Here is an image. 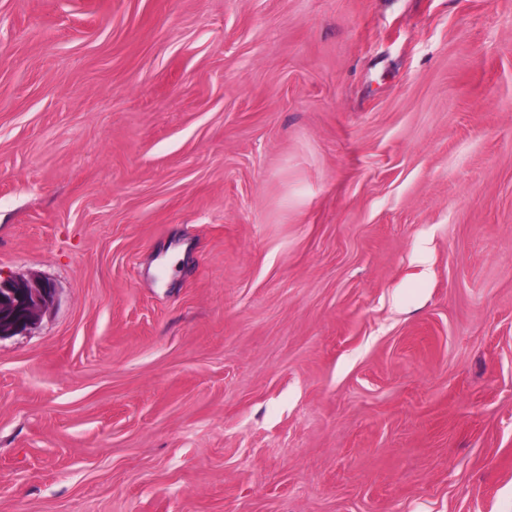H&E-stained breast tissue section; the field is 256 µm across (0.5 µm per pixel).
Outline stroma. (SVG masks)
Masks as SVG:
<instances>
[{
  "label": "stroma",
  "instance_id": "stroma-1",
  "mask_svg": "<svg viewBox=\"0 0 512 512\" xmlns=\"http://www.w3.org/2000/svg\"><path fill=\"white\" fill-rule=\"evenodd\" d=\"M0 278V512H512V0H0ZM51 295L44 284L0 281V335L25 328Z\"/></svg>",
  "mask_w": 512,
  "mask_h": 512
}]
</instances>
